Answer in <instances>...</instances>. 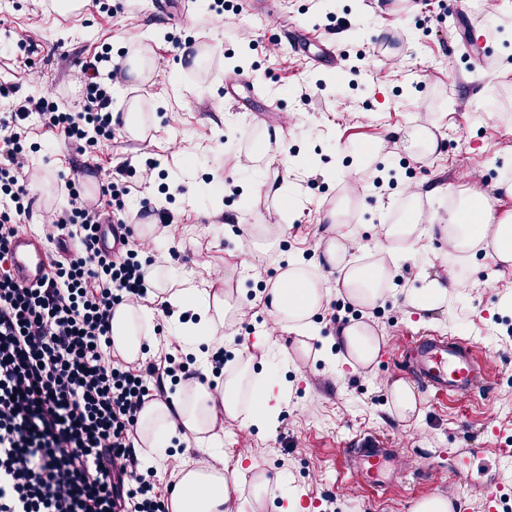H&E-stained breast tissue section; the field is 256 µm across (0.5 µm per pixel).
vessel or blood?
<instances>
[{"label":"vessel or blood","mask_w":512,"mask_h":512,"mask_svg":"<svg viewBox=\"0 0 512 512\" xmlns=\"http://www.w3.org/2000/svg\"><path fill=\"white\" fill-rule=\"evenodd\" d=\"M288 46L291 52L304 55L315 67L331 62L336 56L333 43L319 32L290 39ZM10 251L14 274L27 284H37L48 263V252L42 241L22 232L13 240ZM407 367L423 389L451 398L468 394L487 382L490 374V361L476 346L428 333L420 336L408 357ZM347 455L358 464L366 483L373 487L378 486L379 474L391 460L390 449L371 438L357 440Z\"/></svg>","instance_id":"b4317fda"}]
</instances>
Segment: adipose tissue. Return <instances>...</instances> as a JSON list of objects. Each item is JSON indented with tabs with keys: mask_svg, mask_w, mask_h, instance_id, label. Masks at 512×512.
I'll use <instances>...</instances> for the list:
<instances>
[{
	"mask_svg": "<svg viewBox=\"0 0 512 512\" xmlns=\"http://www.w3.org/2000/svg\"><path fill=\"white\" fill-rule=\"evenodd\" d=\"M332 232L324 254L330 267L341 269L339 282L353 303L371 307L381 301L393 279L385 261L359 265L347 261L351 233L341 220L340 211L328 213ZM439 232L450 250L460 256L481 250L494 262L512 263V210L494 217L490 198L469 191L448 212ZM146 279L158 294L166 296L180 318L175 322V339L188 348H196L200 339L224 343V329L243 314V307L232 290L214 291L179 279L169 270L153 267ZM327 294L322 274L311 273L298 263H289L266 292V311L274 326L307 342L314 340L313 316ZM151 309L137 304L115 308L111 319L112 353L128 362L140 359L150 339ZM336 357L352 369L372 365L382 350V340L366 323L353 321L343 326L336 338ZM280 377L257 376L252 358L240 352L228 373L220 393L194 381L170 395L145 405L139 417L142 457L154 462L163 455L173 437L198 442L218 441L219 416L254 425L272 419L279 411ZM242 468L228 469L209 464H183L176 476V488L169 501L170 512H240L238 493Z\"/></svg>",
	"mask_w": 512,
	"mask_h": 512,
	"instance_id": "ef3b65f1",
	"label": "adipose tissue"
}]
</instances>
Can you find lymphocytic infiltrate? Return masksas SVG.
I'll use <instances>...</instances> for the list:
<instances>
[{
    "label": "lymphocytic infiltrate",
    "mask_w": 512,
    "mask_h": 512,
    "mask_svg": "<svg viewBox=\"0 0 512 512\" xmlns=\"http://www.w3.org/2000/svg\"><path fill=\"white\" fill-rule=\"evenodd\" d=\"M109 59L101 52L75 72L81 112L43 97L0 119V193L8 198L0 205V512H169L155 467L137 449L139 413L171 387L203 378L169 353L134 363L112 355V311L146 300L154 250L138 242L115 259L99 246L103 221L121 224L128 214L130 162L102 184L104 208L80 196L91 160L112 140L111 99L98 80ZM33 111L80 155L63 177L73 207L44 228L75 250L36 287L17 280L9 254L32 205L25 121Z\"/></svg>",
    "instance_id": "lymphocytic-infiltrate-1"
}]
</instances>
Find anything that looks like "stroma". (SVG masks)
I'll return each instance as SVG.
<instances>
[{"instance_id":"1","label":"stroma","mask_w":512,"mask_h":512,"mask_svg":"<svg viewBox=\"0 0 512 512\" xmlns=\"http://www.w3.org/2000/svg\"><path fill=\"white\" fill-rule=\"evenodd\" d=\"M280 22L250 11H210L206 0H93L73 15L44 0H0V113L25 99L50 93L81 111L84 93L72 73L76 62L110 47L122 66L143 50L154 62L148 81L123 79L113 108L138 100L146 136L116 130L102 148L84 193H99L113 168L130 160L136 170L154 163L152 176L128 200L130 212L163 205L179 224L164 240L156 261L180 278L207 279L198 260L206 252L215 270L235 288L247 316L225 345L227 367L249 347L256 375L276 371L285 389L270 427L225 420L219 434L226 467L247 451L256 472L275 479L263 501L242 484L244 512H280L286 496L310 512H412L414 503L447 496L457 512H512V266L492 264L484 253L450 255L448 244L428 231L432 214L446 215L463 185L488 196L512 177V0H409L380 12L375 0H281ZM247 29L251 42L237 36ZM333 34L336 64L308 67L296 57L271 55L283 29ZM26 39L18 48V39ZM204 42L212 51L200 65L182 58V46ZM30 141L40 144L31 164L50 190L35 193L38 215L64 213L71 199L62 181L75 150L46 131L39 116L28 120ZM422 125L438 148L423 160L403 149L407 128ZM282 127L277 160L252 168L248 156L262 131ZM383 143L377 160L382 187L349 194L340 178L346 146ZM287 175L293 211L266 202L258 185ZM421 184L420 201L407 200L405 184ZM340 207L356 235L348 259H378L374 225L418 213L422 248L399 261L392 289L371 308L354 306L335 284L338 270L325 264L330 236L324 219ZM255 224L288 225L276 247L240 252L237 230ZM320 267L330 288L314 321L319 336L308 353L291 335H276L272 349L254 345L269 322L262 297L287 263ZM454 270L461 284L448 303L428 313L413 311L406 295L426 280ZM364 321L384 339L379 359L352 371L326 345L336 338L334 318ZM431 331L483 348L494 372L486 392L441 399L417 390L418 413L398 423L388 411L389 389L409 381L402 353L406 336ZM372 437L395 449L396 474L387 490L374 492L356 480L345 450Z\"/></svg>"}]
</instances>
